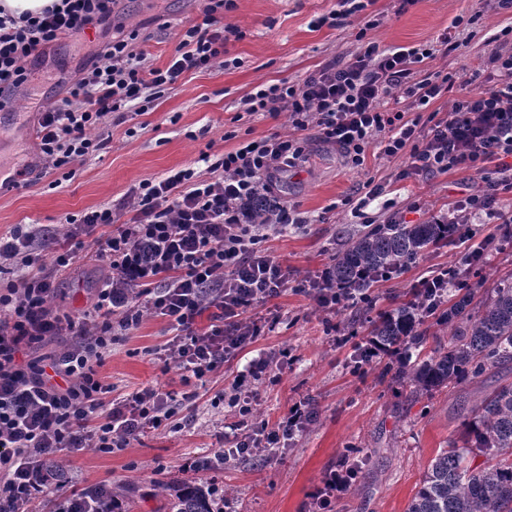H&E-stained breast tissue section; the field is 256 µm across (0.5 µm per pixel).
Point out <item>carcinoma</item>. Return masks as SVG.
I'll use <instances>...</instances> for the list:
<instances>
[{
    "mask_svg": "<svg viewBox=\"0 0 512 512\" xmlns=\"http://www.w3.org/2000/svg\"><path fill=\"white\" fill-rule=\"evenodd\" d=\"M460 235L461 225L442 224L433 217L421 224H377L336 254L330 280L365 300L376 283ZM470 272L465 260L456 267L453 281L461 296L436 318L448 327V345L413 364L400 358L424 343L419 328L445 301L440 295L429 310L417 291L370 320L368 346L359 347L357 358L388 356L380 376L408 386L415 399L512 365V276L500 279L492 293L475 304ZM480 453L486 460L472 465V457ZM165 490L169 512H213L211 490L194 481L177 479ZM406 512H512V385L481 402L464 423L462 445L442 449L430 461Z\"/></svg>",
    "mask_w": 512,
    "mask_h": 512,
    "instance_id": "cac0c4a2",
    "label": "carcinoma"
}]
</instances>
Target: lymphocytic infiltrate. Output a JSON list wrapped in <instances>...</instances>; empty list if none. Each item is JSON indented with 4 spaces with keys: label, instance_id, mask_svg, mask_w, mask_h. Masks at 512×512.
<instances>
[{
    "label": "lymphocytic infiltrate",
    "instance_id": "obj_1",
    "mask_svg": "<svg viewBox=\"0 0 512 512\" xmlns=\"http://www.w3.org/2000/svg\"><path fill=\"white\" fill-rule=\"evenodd\" d=\"M119 2L54 0L18 15L0 7V111L12 109L13 91L28 83L30 58L89 26L111 24ZM233 6L206 0L201 21L185 28L163 68L148 64L139 29L113 37L66 96L40 113L44 167L57 170L99 153L106 144L94 131L113 114L149 111L183 74L224 66L225 45L237 32L224 13ZM439 46L448 53L459 48L455 28H445L432 46L370 44L348 60L319 65L299 83L258 86L247 99L248 114L287 113L290 131L243 140L221 154L200 153L199 166L142 180L117 203L70 218L63 236L20 227L0 236V267L21 270L0 293L7 313L0 319V512H33L51 484L35 459L65 448H124L170 420L168 396L158 389L110 399L97 368L115 331L135 329L149 315L166 318L176 332L170 358L199 379L260 335L262 321L244 313L278 297L288 270L259 245L302 218L284 204L264 221L253 212L273 196L277 175L305 160L311 140L336 148L355 168L380 143L387 156L406 155L405 179L496 161L500 184L512 187V167L503 163L512 157V50L491 49L459 80L425 67ZM446 93L447 113L431 112ZM391 100L404 101L405 110L386 109ZM104 224L112 233L97 235ZM88 250L111 273L94 294L91 319L60 317L50 306L56 278ZM204 315L210 324L202 330L197 320ZM61 334L71 341L49 366L19 362L23 348ZM273 361L270 355L252 361L231 386L229 403L246 428L234 439L235 455L276 447L305 418L295 406L272 428L255 415L252 387Z\"/></svg>",
    "mask_w": 512,
    "mask_h": 512
}]
</instances>
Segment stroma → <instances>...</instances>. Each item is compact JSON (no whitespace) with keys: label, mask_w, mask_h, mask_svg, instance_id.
Masks as SVG:
<instances>
[{"label":"stroma","mask_w":512,"mask_h":512,"mask_svg":"<svg viewBox=\"0 0 512 512\" xmlns=\"http://www.w3.org/2000/svg\"><path fill=\"white\" fill-rule=\"evenodd\" d=\"M203 6V0H121L116 20L147 36L148 61L162 67L185 23L198 18ZM335 7L336 0H234L225 20L243 36L229 39L226 50L237 66L185 73L153 109L103 126L99 136L106 149L74 162L69 180L61 171L36 166L34 130L43 106L64 96L68 83L95 60L111 35L92 27L49 46L30 62L31 85L17 92L12 112L0 119V167L29 171L27 188L0 187V236L20 225L64 233L66 217L107 206L141 180L192 165L202 151L220 154L238 139L259 140L288 130L286 116L246 114L244 100L257 85L299 81L317 66L352 56L370 43L393 49L429 41L464 17L468 23L459 29L460 48L449 55L437 52L430 62L461 75L477 68L492 38L512 26V11L498 8L496 0H416L407 7L400 0H374L373 27L360 20L344 28L312 27L314 16ZM405 164V157L386 156L375 143L363 166L353 168L337 149L311 141L307 161L277 178L281 202L296 206L305 222L261 244L288 268V286L280 296L251 309L271 319V327L201 380L166 355L164 347L175 336L166 320L150 317L116 336L99 378L116 397L144 387L171 393L174 424L111 453L93 448L57 453L68 480L45 494L36 512H56L72 490L97 484L125 485L124 512H166L162 484L183 476L185 467L203 455L230 447L237 417L224 392L253 360L271 353L277 365L255 383L258 415L274 427L293 404L302 403L310 418L278 448L203 472L216 489L217 512H308L313 493L338 471L341 454L350 447L359 450L362 478L333 501V512H406L430 460L460 441L464 419L498 386L512 383V372L492 369L433 397L411 398L398 382L380 379L378 361L356 367L355 349L368 334L364 311L397 307L423 280L473 250L481 259L472 268V280L493 288L512 270V191L497 197L503 223L474 220L461 241L434 249L408 270L377 283L369 301L319 305L308 290L310 280L362 231L365 218L384 224L401 211L407 223L419 224L447 215L449 203L497 177L491 164L480 172L455 169L425 179H398ZM368 182L382 185L384 193L364 207L360 200ZM413 203L419 211H410ZM108 275V267L94 256L77 258L58 281L56 310L82 316Z\"/></svg>","instance_id":"1"}]
</instances>
